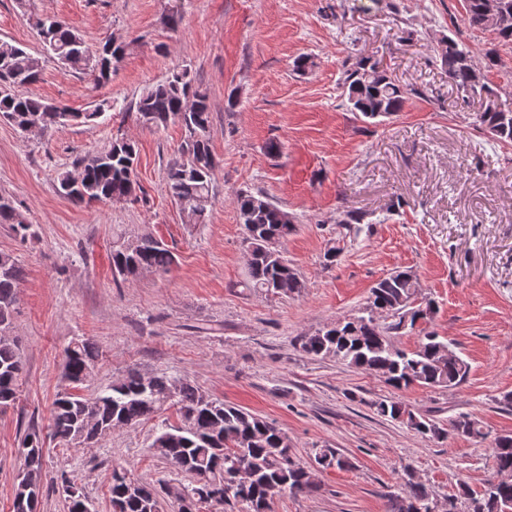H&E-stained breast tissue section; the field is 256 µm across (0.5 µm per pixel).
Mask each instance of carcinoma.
<instances>
[{"label":"carcinoma","instance_id":"cac0c4a2","mask_svg":"<svg viewBox=\"0 0 512 512\" xmlns=\"http://www.w3.org/2000/svg\"><path fill=\"white\" fill-rule=\"evenodd\" d=\"M469 27L490 30L503 46L512 47V0H463ZM33 26L52 57L62 64L88 71L95 80L105 81L123 59L126 45L107 41L93 47L63 21L51 16L31 15ZM448 80L462 100L478 98L482 110L475 125L500 142L512 143V111L501 109L487 72L497 60L487 58L485 69L477 67L472 51L451 37L442 39L437 50ZM40 61L23 47L0 41V119L25 132L36 125L48 133L72 122L91 124L114 109L102 100L90 112L19 94L17 87L35 83ZM343 96L349 111L366 119L391 117L400 112L408 91L378 63L364 59L345 71ZM136 120L147 126L179 120L186 129L179 156L169 163L168 191L183 206L193 223L204 222L212 192L211 174L216 160L209 142L211 109L208 96L194 85L190 69L173 68L159 83L147 88L132 107ZM135 144L117 139L109 149L73 161L83 171L80 185L69 188L71 171L57 177V190L66 198L100 203L108 197H130L136 190ZM239 223L243 224L247 250L249 287L259 292L290 296L301 293L304 284L281 251L272 255L266 242L282 243L294 230L286 212L262 194L241 192L235 198ZM363 218L350 212L338 221L339 236L324 253L327 266L336 264L343 253L340 242L358 232ZM0 224L10 225L22 240L31 235L27 224L11 202L0 197ZM175 264L174 253L160 240L144 235L124 243L112 252V272L124 281L144 272H166ZM23 272L15 257L0 253V410L15 405L24 369L18 341L9 335L18 302L17 288ZM417 278L409 271H396L379 279L370 289L365 314L344 318L308 336L296 339L299 349L315 358H333L349 367L384 379L396 390L412 385L422 387L461 386L471 367L453 344L436 332L423 329L415 349L406 350L394 342L403 330L427 323L434 314L429 299L418 298ZM98 347L89 339H74L64 348L63 371L77 386L94 373ZM373 412L405 425L424 439L442 442L448 435L477 442L487 439L482 422L461 415L445 426L414 410L399 396H385L366 402ZM175 408L178 422L161 421L151 448L162 460L183 474L185 481L143 482L127 469H112L109 487L112 512H160L168 502L173 512H200L216 487L229 488L223 499L235 512H272L275 497L309 495L317 490L308 466L296 459L287 435L274 423L205 393L187 379L144 376L136 370L107 389L89 396L64 394L55 399L50 414V436L69 445L90 447L118 426H132ZM44 440L41 431L24 433L20 455L24 468L15 477L12 512H37L43 487ZM494 473L475 491L466 483L448 496V512H512V434L494 438ZM314 462L320 469L343 468L349 460L332 448H322ZM55 488L68 512H93L91 501L61 469ZM386 512H429L431 493L414 469L404 468L401 488L384 494Z\"/></svg>","mask_w":512,"mask_h":512}]
</instances>
